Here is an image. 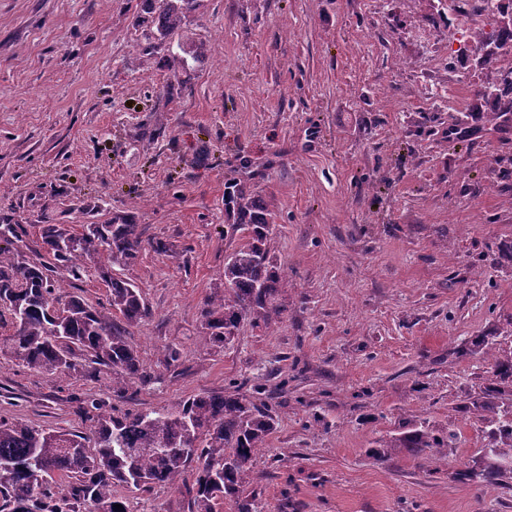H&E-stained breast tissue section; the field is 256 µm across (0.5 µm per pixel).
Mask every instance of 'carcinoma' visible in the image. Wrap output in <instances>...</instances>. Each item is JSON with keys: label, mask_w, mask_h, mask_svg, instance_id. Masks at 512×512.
I'll use <instances>...</instances> for the list:
<instances>
[{"label": "carcinoma", "mask_w": 512, "mask_h": 512, "mask_svg": "<svg viewBox=\"0 0 512 512\" xmlns=\"http://www.w3.org/2000/svg\"><path fill=\"white\" fill-rule=\"evenodd\" d=\"M147 2L154 39L161 43L198 5V0ZM509 42L512 23H503L472 49L480 52V63L489 64ZM479 96L494 106L495 115L512 113V84ZM226 205L232 223L224 234L241 233L243 243L224 258L223 293L205 300L200 313L202 337L217 348L231 343L245 320L267 322L281 314L280 274L271 246L273 211L239 187L227 192ZM40 238L53 261L30 262L19 253L11 257L9 249L0 247V309L9 312L14 324V333L0 345L39 372L66 375L75 369V357L85 356L111 368L112 392L122 393L131 380L142 378L128 328L148 318L151 310L132 281L108 268L136 263L142 250L138 225L127 215L113 217L110 224H84L79 233L45 224ZM81 262L104 271L107 305L56 296L58 281L79 276ZM461 352L489 359L490 383L470 410L493 428L481 466L465 465L459 476L495 486L509 478L500 463L512 460V354L493 353L486 336ZM276 424L271 408L239 393L199 394L158 412L99 415L90 435L0 420V467L13 472L0 484V512H129L118 488L177 487L189 474L190 512H221L226 500L235 512H258L255 495L244 488V475ZM399 453L446 458L448 435L427 422L409 423L381 442L375 455ZM117 504L122 509H115Z\"/></svg>", "instance_id": "cac0c4a2"}]
</instances>
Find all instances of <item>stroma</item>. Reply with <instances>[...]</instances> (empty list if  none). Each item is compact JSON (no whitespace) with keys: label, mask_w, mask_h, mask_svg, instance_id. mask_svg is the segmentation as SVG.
Masks as SVG:
<instances>
[{"label":"stroma","mask_w":512,"mask_h":512,"mask_svg":"<svg viewBox=\"0 0 512 512\" xmlns=\"http://www.w3.org/2000/svg\"><path fill=\"white\" fill-rule=\"evenodd\" d=\"M145 0H0V229L36 251L45 224L132 216L123 272L151 309L131 328L145 379L112 392L0 358V420L86 432L104 414L239 393L278 425L246 476L261 512H512V479L456 478L488 443L464 407L512 351V122L490 123L470 33L496 18L448 0H200L148 51ZM458 104L468 136L449 138ZM276 214L283 314L224 348L199 333L220 291L224 195ZM165 244L157 252L156 244ZM180 352L170 361V348ZM455 434L447 459L372 448L402 423ZM130 512H189L182 488L129 489Z\"/></svg>","instance_id":"35a3bbf8"}]
</instances>
